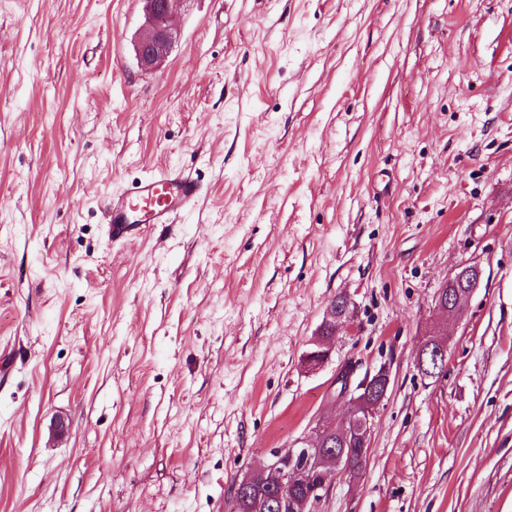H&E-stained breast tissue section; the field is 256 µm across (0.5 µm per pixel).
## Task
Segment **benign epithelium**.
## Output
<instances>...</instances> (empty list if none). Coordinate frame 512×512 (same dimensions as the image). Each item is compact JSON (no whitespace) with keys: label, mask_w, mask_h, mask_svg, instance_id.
<instances>
[{"label":"benign epithelium","mask_w":512,"mask_h":512,"mask_svg":"<svg viewBox=\"0 0 512 512\" xmlns=\"http://www.w3.org/2000/svg\"><path fill=\"white\" fill-rule=\"evenodd\" d=\"M146 31L137 42L138 64L152 68L161 62L172 49L170 22L177 10L179 0H144ZM476 276L469 282L450 289L456 275L447 279V284L439 290L435 307L442 314L460 312V302L469 298L481 286L482 270L474 266ZM323 324L337 326L346 332L352 329L350 299L333 301L325 312ZM444 323L439 322L421 344L417 365L428 377L440 376L448 365V342L444 338ZM332 351L328 340L319 333L305 354V362L316 367L327 362ZM341 385L333 394L335 401L343 404L346 420L342 428L336 423L320 417L316 420L311 434L300 441L299 447L292 450L272 451V462L265 466L246 471L235 483V488L243 493L261 483L271 491L266 498V508L270 512H314L323 494L331 486L339 473L348 472L345 458L354 446L369 447L373 417L384 401L391 384L389 371L380 369L363 379L358 387L352 386L351 376L341 370L336 377ZM302 487L304 494L285 497L282 489Z\"/></svg>","instance_id":"1"}]
</instances>
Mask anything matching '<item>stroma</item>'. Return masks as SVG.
I'll return each mask as SVG.
<instances>
[{
	"instance_id": "obj_1",
	"label": "stroma",
	"mask_w": 512,
	"mask_h": 512,
	"mask_svg": "<svg viewBox=\"0 0 512 512\" xmlns=\"http://www.w3.org/2000/svg\"><path fill=\"white\" fill-rule=\"evenodd\" d=\"M144 27L143 0H0V512H226L343 421L347 363L391 385L315 512H512V0H180L151 71ZM168 167L197 208L112 244L104 199ZM458 270L459 268L451 276L448 277L446 283L441 287L437 294L435 307L442 314L451 312L457 315L461 310V300L469 298L481 286L482 270L479 265H474V270L476 273L474 278H471L467 284L462 282L461 286L455 284L454 290L448 289V283L453 284L456 280ZM350 299L345 295L344 303L336 302L334 299L329 308L325 312V316L323 318V325L335 326L332 330V338L336 336V324L337 330H344L345 332H349L352 329L353 321L352 316L350 314ZM320 327V331L317 336L311 343V347L305 354V362L308 366L316 367L327 362L332 354L330 348H326L328 346L329 339H325L322 334L324 326ZM444 323L438 322L421 344L417 365L428 377H439L448 365V342L442 336Z\"/></svg>"
}]
</instances>
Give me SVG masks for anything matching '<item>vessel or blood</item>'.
Instances as JSON below:
<instances>
[{
  "label": "vessel or blood",
  "mask_w": 512,
  "mask_h": 512,
  "mask_svg": "<svg viewBox=\"0 0 512 512\" xmlns=\"http://www.w3.org/2000/svg\"><path fill=\"white\" fill-rule=\"evenodd\" d=\"M202 196L200 181L179 168H166L133 183L126 192L104 202L106 234L121 243L172 223L176 214L193 210Z\"/></svg>",
  "instance_id": "b4317fda"
}]
</instances>
